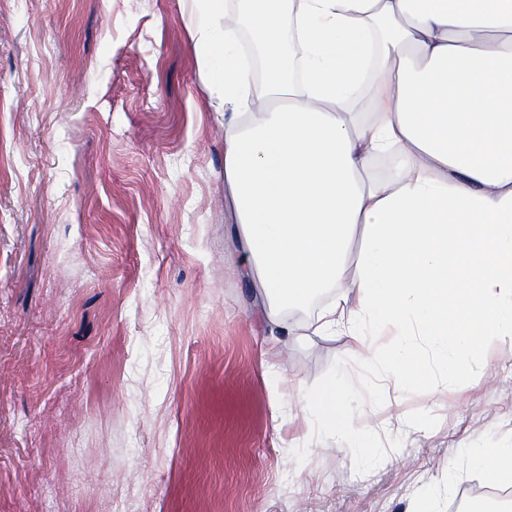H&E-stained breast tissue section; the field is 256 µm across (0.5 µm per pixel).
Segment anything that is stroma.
<instances>
[{
	"instance_id": "obj_1",
	"label": "stroma",
	"mask_w": 512,
	"mask_h": 512,
	"mask_svg": "<svg viewBox=\"0 0 512 512\" xmlns=\"http://www.w3.org/2000/svg\"><path fill=\"white\" fill-rule=\"evenodd\" d=\"M192 10L0 0V512H449L512 443V343L379 393L314 307L272 325ZM333 382L369 451L310 423ZM468 464L471 468L494 478H512V448H469Z\"/></svg>"
}]
</instances>
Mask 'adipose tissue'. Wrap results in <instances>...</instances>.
Listing matches in <instances>:
<instances>
[{
    "label": "adipose tissue",
    "mask_w": 512,
    "mask_h": 512,
    "mask_svg": "<svg viewBox=\"0 0 512 512\" xmlns=\"http://www.w3.org/2000/svg\"><path fill=\"white\" fill-rule=\"evenodd\" d=\"M196 45L218 86L225 180L247 275L270 321L328 290L314 332L344 335L366 364L417 386L512 338V0H243L266 51L249 69L224 46V0H194ZM382 36L361 106L364 35ZM394 160L390 177L374 161ZM360 251H353L354 241ZM403 339L386 358L373 329ZM327 387L312 421L354 427ZM371 430L370 421L356 425Z\"/></svg>",
    "instance_id": "obj_1"
}]
</instances>
